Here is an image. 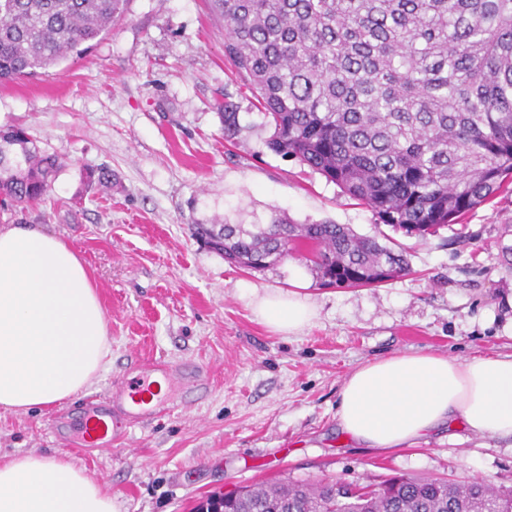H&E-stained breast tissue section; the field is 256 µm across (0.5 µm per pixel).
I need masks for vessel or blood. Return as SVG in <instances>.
Segmentation results:
<instances>
[{
  "instance_id": "1",
  "label": "vessel or blood",
  "mask_w": 512,
  "mask_h": 512,
  "mask_svg": "<svg viewBox=\"0 0 512 512\" xmlns=\"http://www.w3.org/2000/svg\"><path fill=\"white\" fill-rule=\"evenodd\" d=\"M150 375L129 382L121 381L109 387L106 394L87 403L86 414L78 432L81 447L90 450L111 448L115 439L108 426L109 419L133 427L154 418L171 408L161 393L162 381L179 385L189 391L200 386L198 376L175 369L164 359H152Z\"/></svg>"
}]
</instances>
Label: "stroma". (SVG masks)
I'll use <instances>...</instances> for the list:
<instances>
[{
    "instance_id": "1",
    "label": "stroma",
    "mask_w": 512,
    "mask_h": 512,
    "mask_svg": "<svg viewBox=\"0 0 512 512\" xmlns=\"http://www.w3.org/2000/svg\"><path fill=\"white\" fill-rule=\"evenodd\" d=\"M241 130L224 138L225 105ZM0 126L23 127L61 155L49 195L0 211L70 243L104 308L112 366L85 392L39 411H0V456H63L106 484L122 512H197L238 487L391 476L512 487V440L449 426L416 444L364 448L336 422L356 368L432 351L455 359L512 354V185L421 241L405 236L293 158L270 151L254 92L224 56V24L208 0H130L60 73L0 85ZM107 168L98 187L89 173ZM277 213L331 221L403 247L412 272L377 286L321 284L307 243L262 271L228 264L192 236L195 224H250ZM305 272L314 324L280 336L257 322L241 283L291 289ZM191 360L210 376L206 399L133 429L103 455L48 432L65 418L76 436L88 401L140 361Z\"/></svg>"
}]
</instances>
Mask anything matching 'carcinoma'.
<instances>
[{
  "mask_svg": "<svg viewBox=\"0 0 512 512\" xmlns=\"http://www.w3.org/2000/svg\"><path fill=\"white\" fill-rule=\"evenodd\" d=\"M129 0H0V82L81 57ZM224 53L257 94L268 148L292 157L408 237L424 238L512 179V0H210ZM60 168L20 128L0 129V205L45 199ZM239 268L315 247L322 283L386 282L404 250L343 224H194ZM228 512H512V488L391 477L286 481L232 493Z\"/></svg>",
  "mask_w": 512,
  "mask_h": 512,
  "instance_id": "obj_1",
  "label": "carcinoma"
}]
</instances>
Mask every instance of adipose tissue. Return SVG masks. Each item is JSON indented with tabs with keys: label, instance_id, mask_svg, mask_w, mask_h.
<instances>
[{
	"label": "adipose tissue",
	"instance_id": "ef3b65f1",
	"mask_svg": "<svg viewBox=\"0 0 512 512\" xmlns=\"http://www.w3.org/2000/svg\"><path fill=\"white\" fill-rule=\"evenodd\" d=\"M241 294L284 336L317 317L304 291ZM104 313L84 261L67 242L25 224L0 227V410L28 412L91 387L110 363ZM341 431L366 448L412 445L448 424L512 437V355L461 360L430 351L356 369L339 393ZM107 487L64 458L35 451L0 461V512H120Z\"/></svg>",
	"mask_w": 512,
	"mask_h": 512
}]
</instances>
